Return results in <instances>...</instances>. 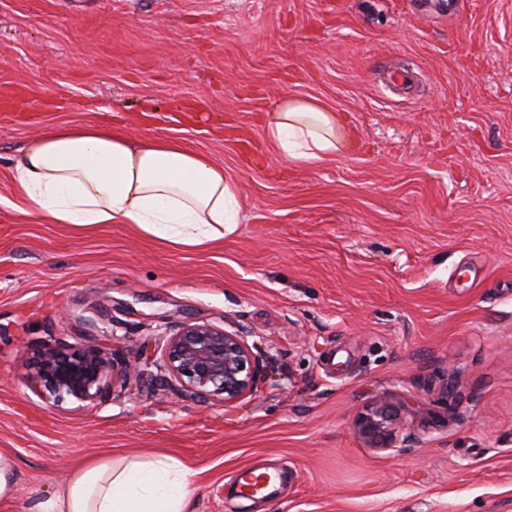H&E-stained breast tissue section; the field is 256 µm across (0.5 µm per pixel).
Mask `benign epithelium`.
Instances as JSON below:
<instances>
[{
	"label": "benign epithelium",
	"instance_id": "7a95c632",
	"mask_svg": "<svg viewBox=\"0 0 512 512\" xmlns=\"http://www.w3.org/2000/svg\"><path fill=\"white\" fill-rule=\"evenodd\" d=\"M157 366L155 352L147 349L132 361L119 362L101 349L73 350L56 340L43 345L37 378L46 398L55 403L67 398L93 402L103 397L112 374L120 377L127 390L148 378L178 396L218 398L230 405L254 395L263 377L262 359L246 336L210 322L179 324L166 338L164 376L159 379L150 373ZM408 414V406L396 396H379L356 414L353 429L366 447L376 451L409 448L415 435L407 431Z\"/></svg>",
	"mask_w": 512,
	"mask_h": 512
}]
</instances>
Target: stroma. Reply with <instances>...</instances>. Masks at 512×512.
<instances>
[{
  "label": "stroma",
  "mask_w": 512,
  "mask_h": 512,
  "mask_svg": "<svg viewBox=\"0 0 512 512\" xmlns=\"http://www.w3.org/2000/svg\"><path fill=\"white\" fill-rule=\"evenodd\" d=\"M17 90L23 114L0 112V512H37L83 461L162 455L192 472L195 512H512V0H0V98ZM287 92L342 114L347 149L282 158L263 118ZM77 124L224 165L237 231L187 250L19 212L15 159ZM188 319L257 346V395L55 404L34 379L43 342L130 359ZM385 394L416 409V447L355 434ZM262 462L287 488L245 506L231 478Z\"/></svg>",
  "instance_id": "obj_1"
}]
</instances>
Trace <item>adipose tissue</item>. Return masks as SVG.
I'll use <instances>...</instances> for the list:
<instances>
[{
	"instance_id": "ef3b65f1",
	"label": "adipose tissue",
	"mask_w": 512,
	"mask_h": 512,
	"mask_svg": "<svg viewBox=\"0 0 512 512\" xmlns=\"http://www.w3.org/2000/svg\"><path fill=\"white\" fill-rule=\"evenodd\" d=\"M267 140L287 160L316 166L351 139L316 98L282 95L267 113ZM18 209L55 224H131L186 249L236 232L241 204L233 174L210 156L164 139L133 140L94 125L49 131L12 168ZM191 473L167 457L90 461L42 512H193Z\"/></svg>"
}]
</instances>
